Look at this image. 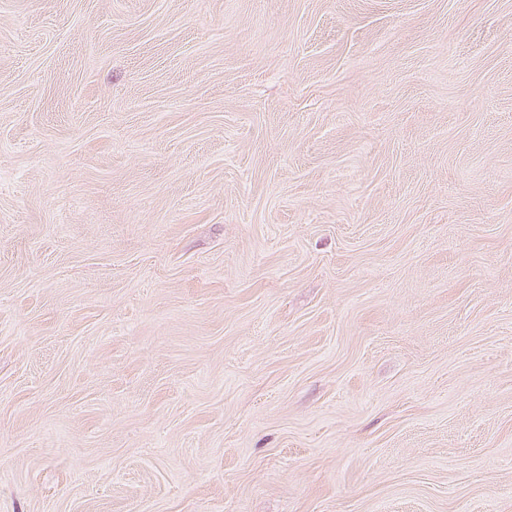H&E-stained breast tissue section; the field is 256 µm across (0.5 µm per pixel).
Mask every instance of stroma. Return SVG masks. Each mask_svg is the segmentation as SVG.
<instances>
[{
  "mask_svg": "<svg viewBox=\"0 0 512 512\" xmlns=\"http://www.w3.org/2000/svg\"><path fill=\"white\" fill-rule=\"evenodd\" d=\"M0 512H512V0H0Z\"/></svg>",
  "mask_w": 512,
  "mask_h": 512,
  "instance_id": "stroma-1",
  "label": "stroma"
}]
</instances>
